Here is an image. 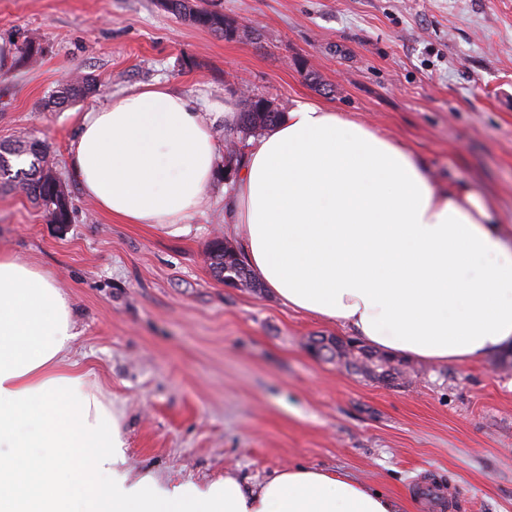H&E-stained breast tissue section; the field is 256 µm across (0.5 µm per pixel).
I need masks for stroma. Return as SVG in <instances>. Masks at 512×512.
I'll return each instance as SVG.
<instances>
[{
  "instance_id": "1",
  "label": "stroma",
  "mask_w": 512,
  "mask_h": 512,
  "mask_svg": "<svg viewBox=\"0 0 512 512\" xmlns=\"http://www.w3.org/2000/svg\"><path fill=\"white\" fill-rule=\"evenodd\" d=\"M229 38L158 0H0V144L38 140L72 210L50 223L0 188V250L52 274L74 312L69 354L122 409L128 465L180 483L234 471L254 484L289 465L339 471L429 512L415 484H453L455 512H512V345L468 365L409 360L393 385L316 356L350 331L267 288H231L207 260L235 180L238 126L216 119L210 205L187 235L120 224L86 199L68 151L82 113L161 81L196 102L247 96L285 113L316 103L391 135L443 183L472 190L512 226V0H202ZM41 55L25 58L27 40ZM97 93L48 106L64 82Z\"/></svg>"
}]
</instances>
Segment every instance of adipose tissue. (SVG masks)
Wrapping results in <instances>:
<instances>
[{"label":"adipose tissue","instance_id":"adipose-tissue-1","mask_svg":"<svg viewBox=\"0 0 512 512\" xmlns=\"http://www.w3.org/2000/svg\"><path fill=\"white\" fill-rule=\"evenodd\" d=\"M205 110L158 82L84 113L69 168L96 208L172 236L209 205ZM265 287L392 355L461 365L512 344V243L489 202L433 184L388 136L300 103L243 153L227 219ZM66 293L0 252V512H403L291 466L252 486L134 474L121 414L68 353Z\"/></svg>","mask_w":512,"mask_h":512}]
</instances>
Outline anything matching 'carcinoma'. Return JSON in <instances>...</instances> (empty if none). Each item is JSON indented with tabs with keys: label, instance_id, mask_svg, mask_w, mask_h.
Masks as SVG:
<instances>
[{
	"label": "carcinoma",
	"instance_id": "cac0c4a2",
	"mask_svg": "<svg viewBox=\"0 0 512 512\" xmlns=\"http://www.w3.org/2000/svg\"><path fill=\"white\" fill-rule=\"evenodd\" d=\"M167 9L183 16L192 24L224 35V14L194 7L190 0H168ZM97 90V81L85 75L62 86L59 94L51 101L53 106L63 107L83 99ZM281 112H269L257 108L253 99L247 100L242 112L240 132L251 134L274 126ZM7 153L19 159L30 157L28 168L12 170L11 160L0 154V179H6L26 195L41 202L53 224H68L71 221V208L67 193L49 167L44 149L36 142H21L6 148ZM209 266L215 277H233L243 282L247 288H258V283L237 253L222 241L213 242L208 253ZM377 352L360 347L350 349L338 347L332 354L336 360L351 365L359 371L378 380L393 383L403 376V369L375 358Z\"/></svg>",
	"mask_w": 512,
	"mask_h": 512
}]
</instances>
